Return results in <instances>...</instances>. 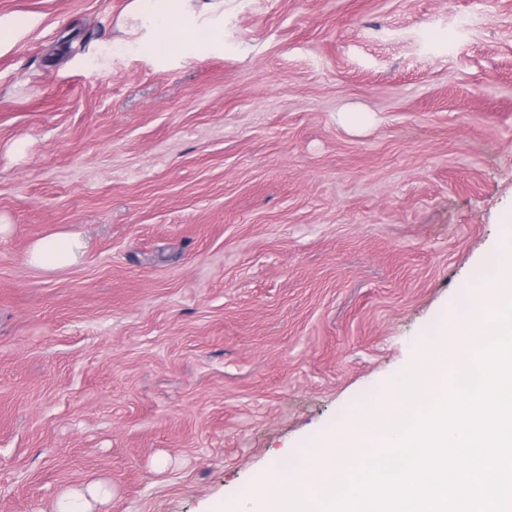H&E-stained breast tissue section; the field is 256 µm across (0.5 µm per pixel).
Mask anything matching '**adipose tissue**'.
Wrapping results in <instances>:
<instances>
[{
    "mask_svg": "<svg viewBox=\"0 0 512 512\" xmlns=\"http://www.w3.org/2000/svg\"><path fill=\"white\" fill-rule=\"evenodd\" d=\"M129 12L146 34L122 42L125 52L166 57L171 53L172 35H179L183 43L207 47L218 43L224 30V0H131ZM85 248L78 234L56 232L35 241L26 260L55 272L75 265Z\"/></svg>",
    "mask_w": 512,
    "mask_h": 512,
    "instance_id": "ef3b65f1",
    "label": "adipose tissue"
}]
</instances>
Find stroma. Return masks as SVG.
Instances as JSON below:
<instances>
[{
    "mask_svg": "<svg viewBox=\"0 0 512 512\" xmlns=\"http://www.w3.org/2000/svg\"><path fill=\"white\" fill-rule=\"evenodd\" d=\"M0 0V512H208L343 428L455 317L512 211V0ZM466 25H458V18ZM24 142L22 153L12 146ZM89 241L48 273L31 244ZM129 12L147 35L113 43L125 52L169 56L174 26L183 43L204 47L218 43L224 32V0H132ZM32 25L33 20L24 16H0V50L11 48Z\"/></svg>",
    "mask_w": 512,
    "mask_h": 512,
    "instance_id": "1",
    "label": "stroma"
}]
</instances>
